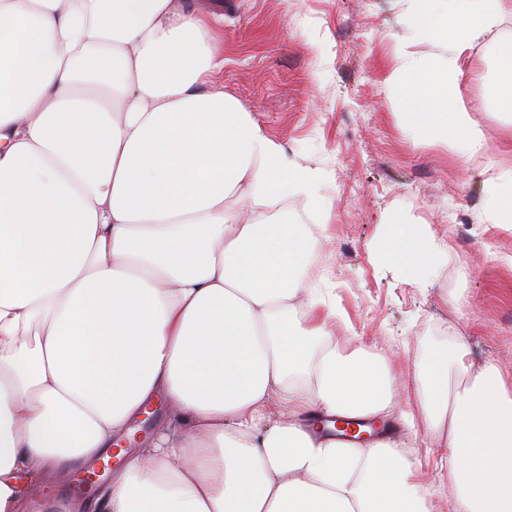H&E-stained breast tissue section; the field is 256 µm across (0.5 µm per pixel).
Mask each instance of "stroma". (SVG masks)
<instances>
[{
    "label": "stroma",
    "mask_w": 512,
    "mask_h": 512,
    "mask_svg": "<svg viewBox=\"0 0 512 512\" xmlns=\"http://www.w3.org/2000/svg\"><path fill=\"white\" fill-rule=\"evenodd\" d=\"M223 14L213 78L290 159L318 169L321 202L291 196L274 216L324 225L328 241L309 278L347 315L336 337L413 370L428 352L464 342L475 364L512 374V230L483 223L488 172L512 171V119L489 89L497 56L512 49V13L497 40H480L461 90L486 135L465 161L420 140L386 80L411 30V0H181ZM445 237L448 263L422 289L379 251L394 218Z\"/></svg>",
    "instance_id": "1"
}]
</instances>
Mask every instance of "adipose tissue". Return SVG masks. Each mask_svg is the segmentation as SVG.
Returning a JSON list of instances; mask_svg holds the SVG:
<instances>
[{
  "instance_id": "obj_1",
  "label": "adipose tissue",
  "mask_w": 512,
  "mask_h": 512,
  "mask_svg": "<svg viewBox=\"0 0 512 512\" xmlns=\"http://www.w3.org/2000/svg\"><path fill=\"white\" fill-rule=\"evenodd\" d=\"M415 2L412 38L437 52L399 48L394 102L419 138L480 157L459 78L505 0ZM221 21L174 0H0V512H512L495 364L472 370L460 343L405 381L331 335L345 316L306 276L320 238L265 217L320 199L322 177L207 89ZM382 255L429 288L448 244L399 223ZM338 418L430 437L447 479L391 437L336 440Z\"/></svg>"
}]
</instances>
